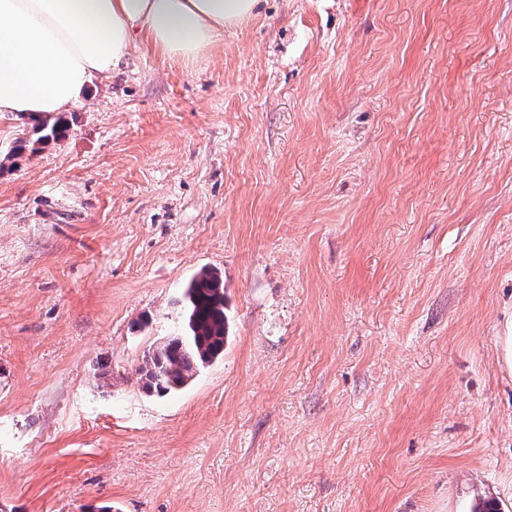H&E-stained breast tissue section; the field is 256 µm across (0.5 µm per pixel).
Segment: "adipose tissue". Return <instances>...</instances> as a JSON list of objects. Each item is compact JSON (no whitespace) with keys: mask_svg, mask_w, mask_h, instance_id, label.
<instances>
[{"mask_svg":"<svg viewBox=\"0 0 512 512\" xmlns=\"http://www.w3.org/2000/svg\"><path fill=\"white\" fill-rule=\"evenodd\" d=\"M259 0H0V115L36 120L146 43L189 65Z\"/></svg>","mask_w":512,"mask_h":512,"instance_id":"1","label":"adipose tissue"}]
</instances>
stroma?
I'll return each instance as SVG.
<instances>
[{"mask_svg":"<svg viewBox=\"0 0 512 512\" xmlns=\"http://www.w3.org/2000/svg\"><path fill=\"white\" fill-rule=\"evenodd\" d=\"M63 116L0 171V512H512V0H261ZM204 267L224 358L145 395ZM65 128V122L59 118L53 121H51V119L40 121L39 124L34 127L36 139L32 141V145L35 143L44 144L59 139L63 135Z\"/></svg>","mask_w":512,"mask_h":512,"instance_id":"35a3bbf8","label":"stroma"}]
</instances>
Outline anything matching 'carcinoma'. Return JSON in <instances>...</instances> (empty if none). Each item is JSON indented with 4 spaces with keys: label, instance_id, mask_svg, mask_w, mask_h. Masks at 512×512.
Segmentation results:
<instances>
[{
    "label": "carcinoma",
    "instance_id": "obj_1",
    "mask_svg": "<svg viewBox=\"0 0 512 512\" xmlns=\"http://www.w3.org/2000/svg\"><path fill=\"white\" fill-rule=\"evenodd\" d=\"M65 122L45 119L34 127L35 142L59 139ZM179 320L170 336L152 345L136 369L137 381L148 394L166 396L186 387L198 373L224 356L227 315L224 280L211 269L197 272L175 300Z\"/></svg>",
    "mask_w": 512,
    "mask_h": 512
}]
</instances>
